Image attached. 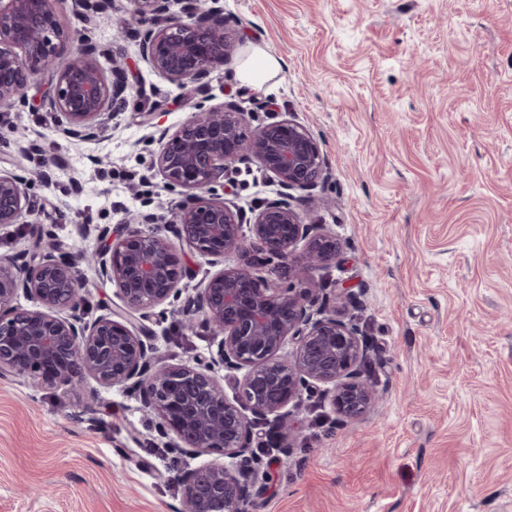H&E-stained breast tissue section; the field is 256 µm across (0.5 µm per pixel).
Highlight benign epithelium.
<instances>
[{"label":"benign epithelium","mask_w":512,"mask_h":512,"mask_svg":"<svg viewBox=\"0 0 512 512\" xmlns=\"http://www.w3.org/2000/svg\"><path fill=\"white\" fill-rule=\"evenodd\" d=\"M55 3L0 4V107L26 102L28 86L47 77V105L60 134L94 140L127 103L126 72L105 70L92 40L74 46ZM218 3L181 0L174 11L175 0H130L116 29L138 39L141 59L154 72L180 86L200 84L235 47ZM62 59L68 63L60 68ZM156 142L154 169L169 191L184 196L172 220L156 223L161 202L146 196L121 227H96L104 246L92 252L49 246L0 256V377L69 388L91 378L104 389L132 394L158 418L166 447L185 456L237 460L184 471L181 512H260L264 486L250 455L256 423L289 426L288 405L315 384L329 386L337 414L346 419L375 402L356 369L364 352L358 324L337 316L320 283L300 281L292 265L299 245L314 270L339 257L336 239L322 225L304 222L295 196L301 191L312 198L324 188L326 160L313 133L288 116L246 134L244 113L232 102H197L187 121L162 130ZM252 163L279 192L247 222L218 196L217 184ZM31 182L20 162L0 168V227L26 223L40 242L49 233L27 221L35 213ZM184 245L216 268L187 295L180 288L191 278L180 256ZM85 267L116 288L123 307L85 320ZM264 268L279 285L261 274ZM20 294L36 307L17 306ZM180 300L184 324L191 328L203 316L216 351L193 365L172 366L155 356L151 330L135 314ZM289 340L296 344L294 359H278ZM221 371L241 374L231 399Z\"/></svg>","instance_id":"obj_1"}]
</instances>
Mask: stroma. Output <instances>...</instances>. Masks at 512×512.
<instances>
[{"instance_id":"1","label":"stroma","mask_w":512,"mask_h":512,"mask_svg":"<svg viewBox=\"0 0 512 512\" xmlns=\"http://www.w3.org/2000/svg\"><path fill=\"white\" fill-rule=\"evenodd\" d=\"M237 49L206 78L215 102L288 113L327 160L323 201L306 223L336 237V264L308 270L336 309L356 320L358 369L377 394L339 420L324 390L288 406L289 429L253 430L268 480L261 512H512V0H219ZM110 8L83 21L57 0L71 29L99 45L104 68L127 69L133 92L105 136L64 138L27 89L0 112V167L19 147L56 154L50 182L34 181L35 219L70 251L100 242L89 226L121 224L146 195L170 217L182 202L152 168L155 136L176 129L198 100L152 71L139 42L117 37ZM281 63L262 87L242 84L250 47ZM244 217L278 187L250 165L224 183ZM86 319L121 307L111 284L85 270ZM176 313L152 317L156 353L191 365L209 357V327ZM158 419L118 388L34 389L0 378V512H179L181 471L211 462L164 448Z\"/></svg>"}]
</instances>
